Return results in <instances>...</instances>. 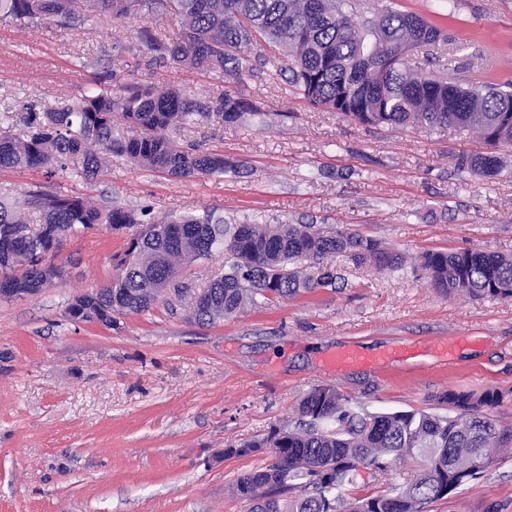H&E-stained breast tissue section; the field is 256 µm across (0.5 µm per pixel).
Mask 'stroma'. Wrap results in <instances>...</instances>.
I'll return each mask as SVG.
<instances>
[{"mask_svg": "<svg viewBox=\"0 0 512 512\" xmlns=\"http://www.w3.org/2000/svg\"><path fill=\"white\" fill-rule=\"evenodd\" d=\"M374 14L414 13L446 35L433 69L512 74V0H361ZM174 28L165 14L93 17L80 29L50 21L0 22V112L54 106L101 78L112 89L142 79L197 100L225 91L259 105L234 125L211 119L171 131L174 140L223 152L221 176L181 180L124 158L88 183L27 169L0 171V189L36 185L86 195L155 217L209 209L228 223L351 228L411 256L476 248L512 254V150L503 170L461 168L481 146L458 132L366 127L310 105L286 79L255 72L224 83L169 64L146 65L137 33ZM125 231L68 239L66 279L38 294L0 297V512H248L232 487L264 455L233 448L294 427L297 405L330 386L370 413L444 415L448 390L504 393L493 414L512 424V299L445 297L421 268L380 274L333 259L338 290L258 299L236 316L201 324L171 291L112 326L75 323L73 297L104 285ZM412 349L394 356L395 345ZM366 361L333 368L347 348ZM427 512H512V454L472 488Z\"/></svg>", "mask_w": 512, "mask_h": 512, "instance_id": "stroma-1", "label": "stroma"}]
</instances>
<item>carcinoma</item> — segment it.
Returning a JSON list of instances; mask_svg holds the SVG:
<instances>
[{
    "label": "carcinoma",
    "instance_id": "obj_1",
    "mask_svg": "<svg viewBox=\"0 0 512 512\" xmlns=\"http://www.w3.org/2000/svg\"><path fill=\"white\" fill-rule=\"evenodd\" d=\"M357 0H0V21L19 27L50 20L77 29L91 17H129L162 12L176 21L169 34L144 27L140 43L151 59L195 73L239 80L255 65L271 64L315 107L339 108L373 127L453 129L474 134L485 151L461 165L495 176L498 151L512 148V82L473 85L458 77L416 72L401 44L430 48L441 31L424 19L390 8L359 23ZM253 102L219 92L204 103L181 90H159L137 80L112 90L101 80L76 98L53 107L30 103L0 113V170L31 169L52 177L68 173L90 181L107 170V155L172 178L222 175L232 164L224 154L181 145L166 131L215 114L234 124ZM37 222H30V218ZM102 228L133 229L128 247L113 256L115 274L95 291L75 297L69 319L111 326L116 314L148 311L183 265L227 252L231 264L192 297V318L201 323L237 314L256 297H292L336 289L342 276L326 262L336 255L380 272L402 269L409 256L361 232L314 224L224 222L212 210L172 211L163 219L85 196L45 191L0 193V289L38 293L66 277L65 266L47 264L64 241ZM420 264L430 285L444 295L469 299L512 298V255L479 249L428 250ZM446 416L358 410L331 387L311 389L299 403V424L278 429L226 452L251 455L271 449L270 462L240 475L233 492L249 512H425L426 505L473 486L504 454H512V427L490 410L504 394L450 390L439 397ZM419 464L415 480L375 495L350 497L361 466L371 476L395 462Z\"/></svg>",
    "mask_w": 512,
    "mask_h": 512
}]
</instances>
